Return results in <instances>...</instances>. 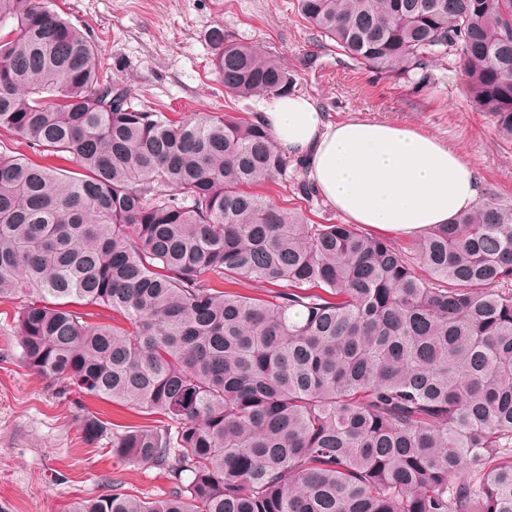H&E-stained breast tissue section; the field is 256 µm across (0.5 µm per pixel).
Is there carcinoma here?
I'll return each instance as SVG.
<instances>
[{
	"label": "carcinoma",
	"mask_w": 512,
	"mask_h": 512,
	"mask_svg": "<svg viewBox=\"0 0 512 512\" xmlns=\"http://www.w3.org/2000/svg\"><path fill=\"white\" fill-rule=\"evenodd\" d=\"M51 5L0 0V129L74 165L0 151V299L32 296L29 371L158 416L110 452L172 480L71 512H512V209L427 231L421 279L387 240L250 191L290 164L258 115L173 120ZM295 7L363 69L420 83L458 56L471 106L512 142V0ZM210 41L232 97L294 92L273 53ZM251 283L270 288L237 291ZM106 429L82 415L86 441Z\"/></svg>",
	"instance_id": "1"
}]
</instances>
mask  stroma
<instances>
[{
    "mask_svg": "<svg viewBox=\"0 0 512 512\" xmlns=\"http://www.w3.org/2000/svg\"><path fill=\"white\" fill-rule=\"evenodd\" d=\"M64 18L86 32L112 65L119 87L146 105L180 117L193 112L260 111L263 100L226 94L210 59L209 33L222 27L277 55L296 79V93L316 100L327 121L388 122L438 137L474 165L480 201L512 208V142L487 115L474 111L455 58L429 67L419 85L351 66L330 51L295 11L293 0H54ZM307 177L255 186V193L301 208L311 223H345L320 195H303ZM24 297L0 302V512H69L73 503L111 492L141 499L163 496L167 470L113 458L109 437L86 442L79 418L148 424L149 415L107 400L61 392L26 369L20 358L17 312Z\"/></svg>",
    "mask_w": 512,
    "mask_h": 512,
    "instance_id": "1",
    "label": "stroma"
}]
</instances>
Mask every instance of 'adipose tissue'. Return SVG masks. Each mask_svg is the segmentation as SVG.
<instances>
[{
	"mask_svg": "<svg viewBox=\"0 0 512 512\" xmlns=\"http://www.w3.org/2000/svg\"><path fill=\"white\" fill-rule=\"evenodd\" d=\"M260 120L275 146L301 159L317 193L352 223L417 236L478 200L474 166L420 131L359 119L332 124L313 99L298 95L272 99Z\"/></svg>",
	"mask_w": 512,
	"mask_h": 512,
	"instance_id": "obj_1",
	"label": "adipose tissue"
}]
</instances>
